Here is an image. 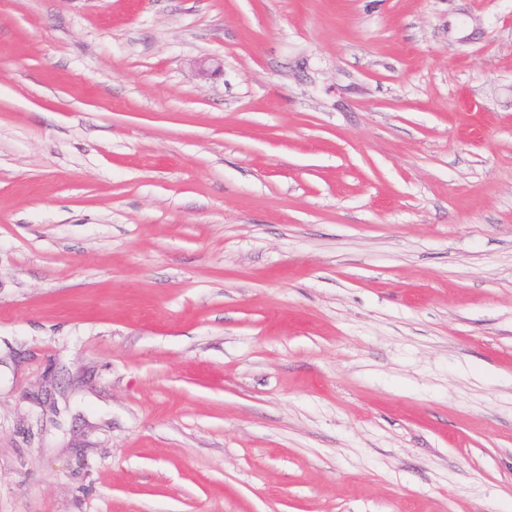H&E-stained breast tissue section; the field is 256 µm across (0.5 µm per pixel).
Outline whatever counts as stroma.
I'll return each instance as SVG.
<instances>
[{"label": "stroma", "instance_id": "obj_1", "mask_svg": "<svg viewBox=\"0 0 512 512\" xmlns=\"http://www.w3.org/2000/svg\"><path fill=\"white\" fill-rule=\"evenodd\" d=\"M0 512H512V0H0Z\"/></svg>", "mask_w": 512, "mask_h": 512}]
</instances>
